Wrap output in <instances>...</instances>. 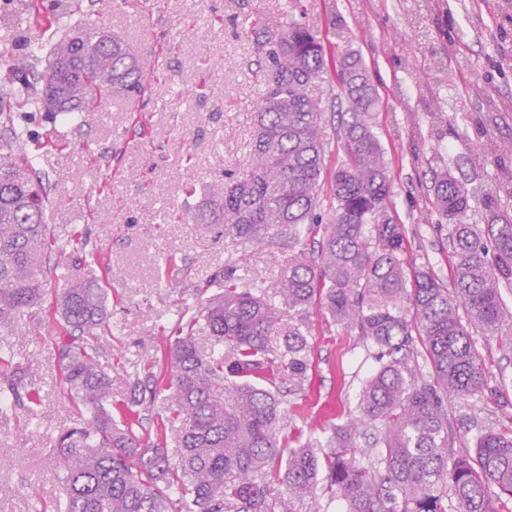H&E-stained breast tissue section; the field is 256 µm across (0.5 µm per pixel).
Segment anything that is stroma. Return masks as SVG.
Listing matches in <instances>:
<instances>
[{"mask_svg":"<svg viewBox=\"0 0 512 512\" xmlns=\"http://www.w3.org/2000/svg\"><path fill=\"white\" fill-rule=\"evenodd\" d=\"M86 21L139 54L151 84L137 103L111 95L82 124L64 126L47 112L28 118V149L51 196L52 221L84 243L80 255L52 258L48 291L107 279L112 335L101 363L112 400L129 403L131 384L161 358L183 304L206 303L225 269L274 289L294 254L287 244L253 246L187 215L185 186L203 199L224 174L250 167L259 86V54L242 32L250 10L269 27L296 21L326 47L328 66L313 89L326 112V163L343 156L335 111L338 62L361 57L378 94L375 132L387 152L392 203L400 223L417 226L408 258L449 273L445 232L428 199L431 170L464 176L472 193L466 220L483 224L481 198L497 165L479 163L484 136L512 141V0H80ZM179 221H170V214ZM48 302L21 312L4 332L27 366L25 386L0 416V512H34L61 494L53 458L56 436L76 422L58 396L55 333ZM316 370L297 385L310 433L356 409L375 361L322 311L311 317ZM41 399L32 409L29 392Z\"/></svg>","mask_w":512,"mask_h":512,"instance_id":"35a3bbf8","label":"stroma"}]
</instances>
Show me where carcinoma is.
Segmentation results:
<instances>
[{"label":"carcinoma","instance_id":"obj_1","mask_svg":"<svg viewBox=\"0 0 512 512\" xmlns=\"http://www.w3.org/2000/svg\"><path fill=\"white\" fill-rule=\"evenodd\" d=\"M47 39L21 55L1 53L15 72L9 108L49 111L74 124L122 92L134 101L149 74L137 54L80 15L78 0H54L45 16L29 0ZM245 33L266 59L259 69L254 164L211 188L193 219L216 224L251 244L306 241L282 273L274 295L230 268L222 291L203 307L178 314L177 336L161 365L150 363L133 392L159 402L177 426V459L158 442L141 443L129 408L112 415V384L99 361V335L112 334L106 291L74 282L55 294L63 324L56 339L57 388L90 417L53 441L63 498L52 512H294L293 503L321 492L345 512H512V429L473 418L462 437L448 404L477 403L506 386L492 377L471 329L512 353V154L488 139L480 157L500 164L498 189L482 197L492 220L468 224L471 192L442 168L429 198L448 220L450 280L410 266L407 231L392 212L386 151L374 132L375 89L361 59L339 61L347 110L340 113L343 159L327 169L321 101L326 51L304 24L269 29L258 15ZM53 59L37 73L32 61ZM37 78L42 92L33 90ZM9 139L0 144V328L39 304L48 250L78 249L81 240L47 223L51 206L29 154L25 130L0 106ZM327 313L378 363L362 385L356 413L292 447L279 441L299 407L282 399L283 380L312 367L310 310ZM288 310V319L282 311ZM213 337L209 350L195 341ZM25 366L0 342V379L24 385Z\"/></svg>","mask_w":512,"mask_h":512}]
</instances>
